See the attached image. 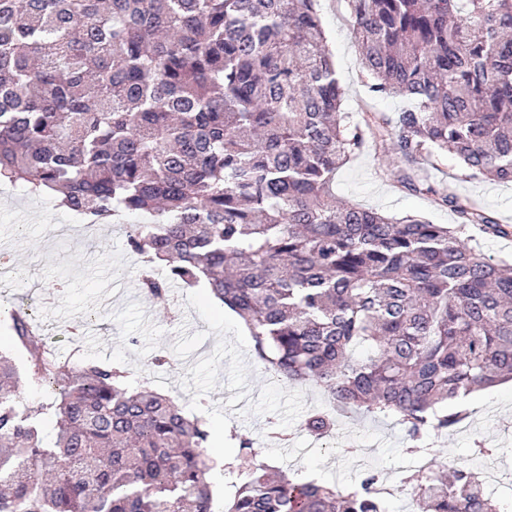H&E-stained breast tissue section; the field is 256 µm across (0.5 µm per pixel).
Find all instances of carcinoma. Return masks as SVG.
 Returning a JSON list of instances; mask_svg holds the SVG:
<instances>
[{
	"instance_id": "1",
	"label": "carcinoma",
	"mask_w": 512,
	"mask_h": 512,
	"mask_svg": "<svg viewBox=\"0 0 512 512\" xmlns=\"http://www.w3.org/2000/svg\"><path fill=\"white\" fill-rule=\"evenodd\" d=\"M370 92L407 106L342 111L315 0H0V178L62 197L99 225L128 215L139 276L204 284L258 358L336 404L395 416L417 471L410 512H501L468 467L436 474L422 443L466 411L437 405L512 380V267L462 229L338 202V169L392 144L398 182L486 235L509 231L430 181L441 153L512 182V0H347ZM0 354V512H213L203 418L107 362L49 361L21 306ZM358 347L370 350L354 358ZM60 387L22 408L21 385ZM55 416L47 443L39 427ZM333 415L306 420L313 435ZM224 512H388L370 474L336 490L270 474L252 440Z\"/></svg>"
}]
</instances>
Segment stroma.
Returning a JSON list of instances; mask_svg holds the SVG:
<instances>
[{
    "mask_svg": "<svg viewBox=\"0 0 512 512\" xmlns=\"http://www.w3.org/2000/svg\"><path fill=\"white\" fill-rule=\"evenodd\" d=\"M318 10L344 91L343 111L357 114L370 106L398 112L400 98L372 97L365 83L346 0H318ZM401 167L391 145L365 148L337 171L333 192L339 200L389 217L456 227L450 211L399 186ZM430 177L478 199L501 224L512 226V184L468 178L451 153L440 158ZM79 221L51 195L0 183V307L24 305L59 358L123 365L130 386L149 384L204 420L223 422L225 433L247 434L258 461L295 477L343 489L352 484L356 463L380 471L396 490L388 501L391 512H407L411 488L403 479L416 469L417 459L408 454V437L396 417L343 412L336 416L335 446L315 444L304 423L329 407L320 389L276 380L238 317L205 288L174 283L166 300L144 297L138 288L142 262L128 251L125 228L106 224L90 237L50 231ZM161 351L170 363L158 368L151 359ZM473 397L477 406L468 418L432 439L431 446L444 470L460 463L478 473L483 465L473 453L475 445L491 448L505 474L493 493L511 505L512 385L486 387Z\"/></svg>",
    "mask_w": 512,
    "mask_h": 512,
    "instance_id": "35a3bbf8",
    "label": "stroma"
}]
</instances>
